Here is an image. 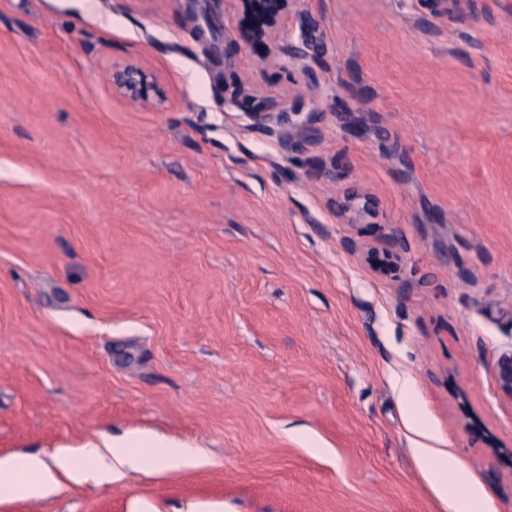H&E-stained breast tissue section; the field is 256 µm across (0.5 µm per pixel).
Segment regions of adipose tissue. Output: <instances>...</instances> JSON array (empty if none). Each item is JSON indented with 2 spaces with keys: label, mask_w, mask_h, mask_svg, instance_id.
Returning <instances> with one entry per match:
<instances>
[{
  "label": "adipose tissue",
  "mask_w": 512,
  "mask_h": 512,
  "mask_svg": "<svg viewBox=\"0 0 512 512\" xmlns=\"http://www.w3.org/2000/svg\"><path fill=\"white\" fill-rule=\"evenodd\" d=\"M411 450L429 465L433 484L447 493L449 479L465 486L456 504L457 512H479L487 493L471 483L456 457L419 415L410 421ZM211 459L199 448L163 442L147 434L100 435L77 450L59 449L48 456L15 454L0 456V504L55 495L71 484L109 481L120 483L131 474L173 477L209 466Z\"/></svg>",
  "instance_id": "ef3b65f1"
}]
</instances>
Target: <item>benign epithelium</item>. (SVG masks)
Returning a JSON list of instances; mask_svg holds the SVG:
<instances>
[{
  "mask_svg": "<svg viewBox=\"0 0 512 512\" xmlns=\"http://www.w3.org/2000/svg\"><path fill=\"white\" fill-rule=\"evenodd\" d=\"M240 3L245 20L243 37L263 43L268 34L282 23L285 14L297 0H240ZM224 42V96L242 105L246 116L256 126H263L274 119L293 124L292 116L299 114L300 110L283 103L260 100L250 93L232 64L237 40L230 37L224 39ZM146 85L145 74L135 65H128L112 74L113 90L125 98L146 100ZM371 205L370 198L352 194L339 205V215L345 223L354 224ZM495 373L500 392L512 400V352L499 357Z\"/></svg>",
  "mask_w": 512,
  "mask_h": 512,
  "instance_id": "benign-epithelium-1",
  "label": "benign epithelium"
}]
</instances>
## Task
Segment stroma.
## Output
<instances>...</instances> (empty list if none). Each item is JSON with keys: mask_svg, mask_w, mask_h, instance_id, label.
Returning <instances> with one entry per match:
<instances>
[{"mask_svg": "<svg viewBox=\"0 0 512 512\" xmlns=\"http://www.w3.org/2000/svg\"><path fill=\"white\" fill-rule=\"evenodd\" d=\"M241 19L0 0V456L142 431L214 460L0 512H453L414 412L512 512V0H298L270 40L304 57L234 67L312 119L300 146L224 96ZM129 64L160 99L113 92ZM352 191L376 212L345 224ZM495 373L500 392L512 400V351L499 357ZM128 512H235L221 500L181 499L168 507L142 498H134Z\"/></svg>", "mask_w": 512, "mask_h": 512, "instance_id": "stroma-1", "label": "stroma"}]
</instances>
